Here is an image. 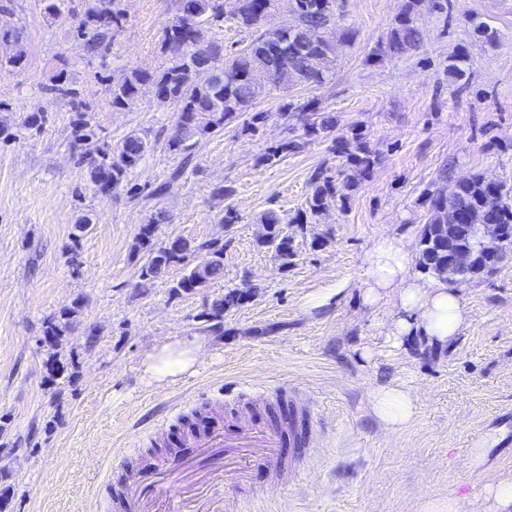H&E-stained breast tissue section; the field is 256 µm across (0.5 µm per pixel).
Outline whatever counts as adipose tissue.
Returning a JSON list of instances; mask_svg holds the SVG:
<instances>
[{
	"label": "adipose tissue",
	"instance_id": "adipose-tissue-1",
	"mask_svg": "<svg viewBox=\"0 0 512 512\" xmlns=\"http://www.w3.org/2000/svg\"><path fill=\"white\" fill-rule=\"evenodd\" d=\"M364 262L367 276L360 284L364 303L373 306L388 300L395 307L385 336L391 349H402L408 337L444 345L458 335L466 320L459 289L436 277L413 276L404 241L380 239L366 252ZM203 342V337L185 336L155 346L143 362L145 374L159 383L194 374ZM417 406L416 394L398 386L379 389L371 401L372 413L390 433L408 426Z\"/></svg>",
	"mask_w": 512,
	"mask_h": 512
}]
</instances>
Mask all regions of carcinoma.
I'll return each instance as SVG.
<instances>
[{
	"label": "carcinoma",
	"instance_id": "carcinoma-1",
	"mask_svg": "<svg viewBox=\"0 0 512 512\" xmlns=\"http://www.w3.org/2000/svg\"><path fill=\"white\" fill-rule=\"evenodd\" d=\"M277 0H233L225 10L224 0H179L177 13L161 30V50L168 57V66L159 71L134 68L122 81L112 85V106L123 108L140 96L152 93L160 99H169L178 105V120L167 140L169 151H188L199 139L224 127V122L245 112L265 94L288 90L297 85H321L336 57V41L330 37L342 17L337 0H292L297 24L279 30L277 40L270 41L267 31H257L270 15ZM441 8L440 0H406L405 7L388 34V49L394 55H403L419 49L424 35L414 25L413 15L423 6ZM238 23L239 28L252 31L241 49L224 48V19ZM125 11L122 0H97L84 12L79 32L88 38V46L107 47L115 33L123 27ZM201 45L205 55L196 57L177 52L182 45ZM25 57L22 34L14 33L0 44V67H14ZM206 66L216 74V81L197 82L198 67ZM287 119L303 120L301 126L308 136L326 137L336 128V117L323 111L322 100L311 98L288 102ZM299 148L294 141H285L266 148L263 160L272 161L282 154ZM149 140L139 133L126 136L111 152H101L91 160L88 173L99 193L109 195L124 186L147 151ZM335 150L356 166L360 173L370 172L377 161L355 133L352 140L336 141ZM350 184L336 181L325 167L318 168L309 179V192L304 208L287 221L279 211L269 209L260 223L266 227V237L259 244L271 249L282 264L294 256L288 224H310L331 203H345V190ZM428 219L419 241L416 265L425 274L435 275L442 264H447L448 249L437 245L433 225L450 224H505L512 227V187L490 184L480 176L458 181L448 190V199H440L435 192L428 193ZM168 223V215L156 209L147 216L131 246L136 256H142L139 268L141 287L165 276L173 264L186 262L193 254L203 255L202 261L184 268L181 277L173 281L174 295L192 293L205 288L224 276V243L209 240L195 243L182 237L158 240L161 225ZM246 282L243 289H234L216 299L203 316L220 326L224 312L247 299ZM78 313V304L72 303L50 319L44 330V341L53 348L62 344L71 330Z\"/></svg>",
	"mask_w": 512,
	"mask_h": 512
}]
</instances>
